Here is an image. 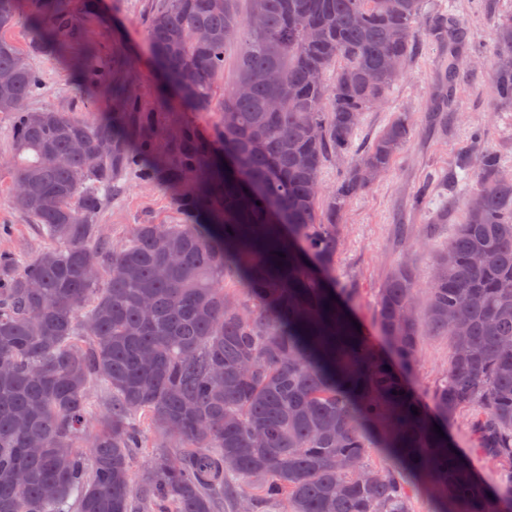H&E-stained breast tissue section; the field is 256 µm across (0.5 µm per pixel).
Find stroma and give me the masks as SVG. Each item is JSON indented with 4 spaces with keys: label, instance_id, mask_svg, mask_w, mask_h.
Listing matches in <instances>:
<instances>
[{
    "label": "stroma",
    "instance_id": "stroma-1",
    "mask_svg": "<svg viewBox=\"0 0 512 512\" xmlns=\"http://www.w3.org/2000/svg\"><path fill=\"white\" fill-rule=\"evenodd\" d=\"M162 2L98 0L91 14L71 8L66 22L76 33L66 39L64 56L36 53L30 57L41 84L37 94L26 102V109L52 108L90 123L96 122L103 111H117L118 103L81 90L69 61L84 57L93 67L92 79L116 76L124 80L139 101L141 135L154 147H165L176 132L190 128L210 144L213 160L223 161L218 137L220 98H213L207 107L181 105L151 56L149 18ZM436 13L458 19L469 33V45L459 53L452 90L442 85L448 48L420 37L416 53L387 101L365 112L352 140L353 151L362 150L399 112L409 113L414 123L413 134L390 171L359 191L342 217L348 231L336 266V280L355 289L352 311L366 329L369 341L382 350L387 344L373 329L377 290L392 267L405 262L412 267L420 286L418 303L426 305L433 253L447 245L456 224L462 223L464 202L475 185L471 168H459L460 157H468L472 167L483 150L492 149L500 155L505 171L512 172V105L499 103L493 79L495 24L501 18L512 17V0H425L421 26H428ZM446 94L452 97V116L447 126L441 127L430 123L427 114L432 104ZM14 121L13 114L0 113V253L26 260L44 250L48 241L35 221L15 210L11 202L15 175L4 159L11 151ZM421 188L427 189L428 201L417 209L412 197ZM446 197L453 200L448 221L437 226L432 249H423L421 240L431 214ZM186 221L166 183L144 181L135 171L118 177L96 218L102 234L114 245L124 241L135 225ZM449 358L447 337H421L408 381L426 410L434 408V393L448 370ZM470 418V412L463 411L449 419L448 439L485 485L502 490L504 464L475 447Z\"/></svg>",
    "mask_w": 512,
    "mask_h": 512
}]
</instances>
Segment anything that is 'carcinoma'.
<instances>
[{"instance_id": "carcinoma-1", "label": "carcinoma", "mask_w": 512, "mask_h": 512, "mask_svg": "<svg viewBox=\"0 0 512 512\" xmlns=\"http://www.w3.org/2000/svg\"><path fill=\"white\" fill-rule=\"evenodd\" d=\"M21 0H0V29ZM166 0L149 43L170 82H195L184 101L206 106L240 47L221 106L228 176L207 144L184 131L161 163L134 140L135 96L97 123L46 108L29 112L39 75L0 40V113L12 128L13 207L49 246L18 266L0 254V512H409L402 473L422 479L445 512H512L440 436L389 358L357 330L351 288L336 284L343 211L383 176L413 133L394 115L349 162L363 112L401 77L419 39L423 0ZM66 0L32 24L34 51L63 45ZM427 35L464 43L465 27L436 17ZM512 46V19L498 24ZM498 99L512 104V66H495ZM340 162L322 193L326 163ZM178 189L185 224H138L108 242L95 217L127 170ZM480 204L434 259L429 303L398 264L378 295L375 328L413 367L422 329L450 340L435 391L446 421L474 408L484 452L512 463V176L481 153ZM482 256L479 264L473 263ZM236 280L244 298L230 293ZM112 395L94 421L91 389ZM416 411H411V408ZM154 442L148 443V434ZM155 448L138 473L139 450ZM371 448L398 462L364 466Z\"/></svg>"}]
</instances>
